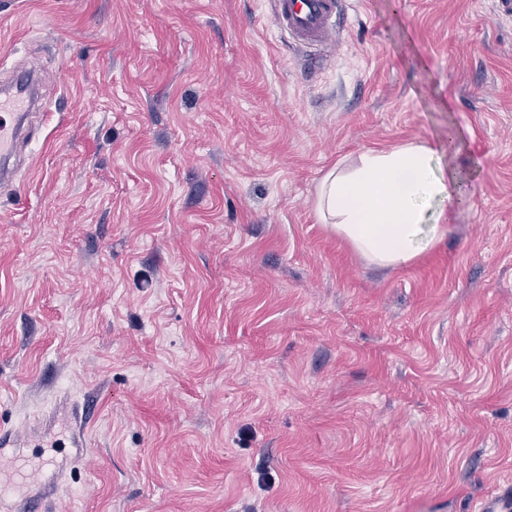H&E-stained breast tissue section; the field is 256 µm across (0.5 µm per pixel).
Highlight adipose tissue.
Instances as JSON below:
<instances>
[{
	"label": "adipose tissue",
	"instance_id": "ef3b65f1",
	"mask_svg": "<svg viewBox=\"0 0 512 512\" xmlns=\"http://www.w3.org/2000/svg\"><path fill=\"white\" fill-rule=\"evenodd\" d=\"M462 140L452 130L444 147L417 141L363 150L349 170L324 176L315 200L318 216L378 267L413 261L441 237L464 201ZM443 154L448 162L441 167Z\"/></svg>",
	"mask_w": 512,
	"mask_h": 512
}]
</instances>
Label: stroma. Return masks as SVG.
<instances>
[{
    "instance_id": "35a3bbf8",
    "label": "stroma",
    "mask_w": 512,
    "mask_h": 512,
    "mask_svg": "<svg viewBox=\"0 0 512 512\" xmlns=\"http://www.w3.org/2000/svg\"><path fill=\"white\" fill-rule=\"evenodd\" d=\"M0 0L44 66L0 188V429L38 512H477L512 490V18L346 0ZM464 139L465 201L376 269L318 217L362 150ZM85 421L72 452L67 412ZM278 30L295 44L318 50L336 36L343 0H273Z\"/></svg>"
}]
</instances>
